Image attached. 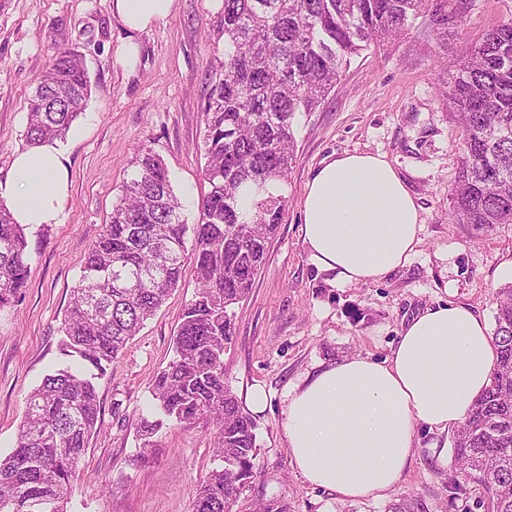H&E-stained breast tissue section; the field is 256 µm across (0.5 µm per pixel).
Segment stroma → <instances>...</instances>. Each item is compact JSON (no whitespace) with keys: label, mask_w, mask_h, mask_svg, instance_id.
<instances>
[{"label":"stroma","mask_w":512,"mask_h":512,"mask_svg":"<svg viewBox=\"0 0 512 512\" xmlns=\"http://www.w3.org/2000/svg\"><path fill=\"white\" fill-rule=\"evenodd\" d=\"M221 0H174L164 23L127 29L110 0H0V180L25 149L28 100L59 49L79 52L92 93L60 146L70 195L60 223L31 242L23 293L0 309V454L8 453L25 399L60 359L59 327L84 258L101 233L138 146L163 159L188 223L199 218L207 185L199 148L210 75L223 48L212 39ZM512 19V0H461L448 25L456 57L493 25ZM139 47L135 66L117 47ZM437 36L418 19L400 39L353 58L320 107L301 117L287 205L250 296L235 307L236 339L224 353V377L237 396L264 387L269 406L257 415L258 475L232 512L286 505L288 512H388L411 497L427 512H485L483 491L468 484L450 496L452 455L419 428L416 458L384 496L345 500L299 475L281 427L289 390L320 365L348 356L384 360L405 318L454 303L492 320L494 292L512 283V224L456 223L451 192L462 128L442 96L446 74ZM380 153L398 170L421 217L411 262L385 281L343 286L315 269L301 237L305 186L327 159ZM196 289L192 271L97 382L101 426L73 481L68 512H190L197 485L213 465L212 426L200 418L173 425L140 459L137 423L150 402L155 372L173 356L183 306Z\"/></svg>","instance_id":"35a3bbf8"}]
</instances>
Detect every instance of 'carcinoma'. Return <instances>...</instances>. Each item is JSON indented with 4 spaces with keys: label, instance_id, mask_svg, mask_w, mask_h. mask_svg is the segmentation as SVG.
I'll return each instance as SVG.
<instances>
[{
    "label": "carcinoma",
    "instance_id": "carcinoma-1",
    "mask_svg": "<svg viewBox=\"0 0 512 512\" xmlns=\"http://www.w3.org/2000/svg\"><path fill=\"white\" fill-rule=\"evenodd\" d=\"M458 0H222L204 117L199 220L187 223L168 170L137 148L108 224L71 290L61 350L80 363L46 373L28 394L13 449L0 463V512H68L72 479L100 425L94 380L178 287L193 263L196 291L157 372L142 448L171 422L214 426L216 464L199 483L191 512H231L257 475V423L225 382L224 349L236 335L233 306L245 300L281 223L300 116L315 111L351 59L398 38L420 16L448 59V15ZM449 110L462 125L451 193L459 224H512V21L488 29L451 64ZM91 85L83 59L58 50L30 100L25 140L66 139ZM24 225L0 203V308L27 286ZM490 384L452 435L448 489L480 486L490 512H512V285L497 292Z\"/></svg>",
    "mask_w": 512,
    "mask_h": 512
}]
</instances>
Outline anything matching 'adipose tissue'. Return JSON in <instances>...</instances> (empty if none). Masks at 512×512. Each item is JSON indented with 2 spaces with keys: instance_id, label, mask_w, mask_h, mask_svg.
I'll return each instance as SVG.
<instances>
[{
  "instance_id": "1",
  "label": "adipose tissue",
  "mask_w": 512,
  "mask_h": 512,
  "mask_svg": "<svg viewBox=\"0 0 512 512\" xmlns=\"http://www.w3.org/2000/svg\"><path fill=\"white\" fill-rule=\"evenodd\" d=\"M174 0H111L133 31L165 21ZM66 159L46 143L16 156L0 180L16 223L37 235L60 223L69 197ZM303 241L314 266L341 285L375 283L409 263L420 243L418 207L384 155L346 153L309 180ZM495 350L483 318L446 304L403 323L383 361L347 358L294 386L281 423L309 484L353 500L395 488L417 454L418 427L441 433L462 422L488 384Z\"/></svg>"
}]
</instances>
